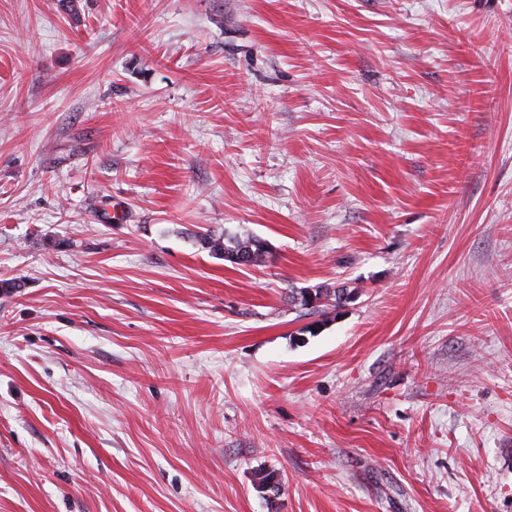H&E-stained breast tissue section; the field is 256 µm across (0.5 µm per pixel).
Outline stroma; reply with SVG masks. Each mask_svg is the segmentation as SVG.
Wrapping results in <instances>:
<instances>
[{"label": "stroma", "mask_w": 512, "mask_h": 512, "mask_svg": "<svg viewBox=\"0 0 512 512\" xmlns=\"http://www.w3.org/2000/svg\"><path fill=\"white\" fill-rule=\"evenodd\" d=\"M0 512H512V0H0ZM201 242L212 256L236 265L239 264L234 263L229 257L235 252L245 251L250 254V251H252V259L249 265H245L249 267L265 265L266 257L269 254L266 242L254 236L241 239L235 236H227L225 233L218 237L208 234L201 238ZM295 293H298L300 295V303H297L296 300L299 298L295 296ZM314 293L317 297L323 298L324 302L319 307H327L331 306L333 308L338 309V303L336 301V290H333V292H330L329 288H322L321 286L315 289L307 288V289H300L299 291L292 292V295H288V299L291 298V303H294L295 305L305 306L307 294ZM321 303L320 300L316 299L314 295H308L307 299V306L310 307H316Z\"/></svg>", "instance_id": "stroma-1"}]
</instances>
